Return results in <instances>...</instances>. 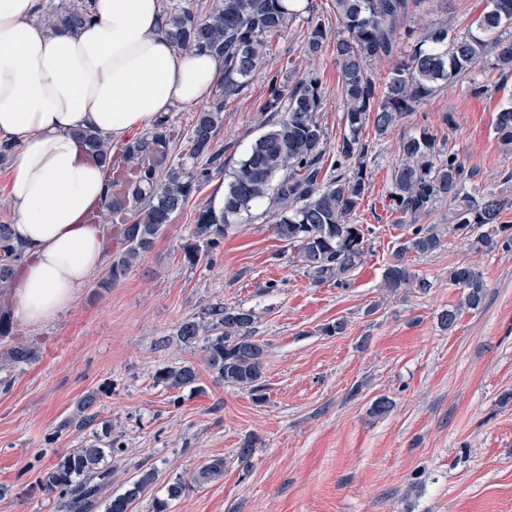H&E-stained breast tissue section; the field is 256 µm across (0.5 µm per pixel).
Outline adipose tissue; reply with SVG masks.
Wrapping results in <instances>:
<instances>
[{
	"instance_id": "ef3b65f1",
	"label": "adipose tissue",
	"mask_w": 512,
	"mask_h": 512,
	"mask_svg": "<svg viewBox=\"0 0 512 512\" xmlns=\"http://www.w3.org/2000/svg\"><path fill=\"white\" fill-rule=\"evenodd\" d=\"M36 3L0 0V138L17 147L12 232L27 253L11 301L30 324L69 309L104 260L107 172L78 131L128 140L203 102L223 70L171 46L160 0H95L91 24L53 34L33 21Z\"/></svg>"
}]
</instances>
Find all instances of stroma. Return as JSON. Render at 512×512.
<instances>
[{
    "label": "stroma",
    "instance_id": "obj_1",
    "mask_svg": "<svg viewBox=\"0 0 512 512\" xmlns=\"http://www.w3.org/2000/svg\"><path fill=\"white\" fill-rule=\"evenodd\" d=\"M485 6L425 0L406 25L446 20L461 30ZM306 33L300 16L272 39L245 92L224 104L216 141L225 173L201 186L120 281L101 287L107 268L99 266L65 313L39 325L14 320L36 359L0 370V512H61L40 480L59 454L89 440L60 427L88 395L126 445L112 460L108 494L123 493L139 469L155 470L134 512H153L181 479L189 486L168 512H512V249H478L454 233L434 253L406 256L428 291L383 286L407 238L389 199L402 138L428 130L473 171L467 192L512 195V150L493 130L498 108L512 101V75L480 65L471 79L437 88L386 136L364 126L369 188L353 220L368 230L367 253L347 286L314 283L257 208L227 230L213 262L185 258L199 210L263 131L268 74L285 81L316 69L319 122L328 143L342 135L339 66L329 49L307 59ZM474 81L487 86L485 96L472 95ZM461 264L481 273L486 299L461 309L448 331L439 316L462 300L448 279ZM220 302L257 314L255 336L267 345L261 394L217 381L200 348L176 338L182 322ZM339 320L345 332L325 335ZM183 362L196 367L192 386L156 383L158 368ZM381 396L393 409L370 415ZM248 439L255 452L243 462L237 450ZM217 458L223 473L195 484Z\"/></svg>",
    "mask_w": 512,
    "mask_h": 512
}]
</instances>
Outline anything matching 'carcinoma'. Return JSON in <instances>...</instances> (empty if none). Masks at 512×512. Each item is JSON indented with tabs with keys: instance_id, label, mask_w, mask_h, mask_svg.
Masks as SVG:
<instances>
[{
	"instance_id": "obj_1",
	"label": "carcinoma",
	"mask_w": 512,
	"mask_h": 512,
	"mask_svg": "<svg viewBox=\"0 0 512 512\" xmlns=\"http://www.w3.org/2000/svg\"><path fill=\"white\" fill-rule=\"evenodd\" d=\"M332 2L340 26L335 54L345 102V131L336 141L333 163L336 175L320 180L327 137L319 124L324 98L319 73L306 70L288 86L277 73L268 77L264 106L269 113L268 129L231 172L221 210L211 206L199 210L185 245L188 262L196 264L203 257L214 260L228 225L247 223L251 210L265 205L277 238L297 255L313 282L347 284L349 274L362 264L367 245L363 225L350 220L368 189L364 176L368 145L361 139L366 123L373 122L375 133L385 135L439 85L470 74L480 63L491 60L499 72L512 73V35L504 32L512 25V0H487L485 9L463 31L446 22L426 28L381 89L376 86L371 64L397 55L403 35H411L409 31L401 33V24L423 0ZM203 9L200 3L163 10L164 34L178 50L209 53L224 62L217 98L197 114L186 158L174 159L176 145L165 118L142 136L118 146L99 132L80 133L91 154L106 164L109 179L103 219L115 228L124 245L100 281L103 288L124 277L199 187L224 172V151L214 143L223 122L224 102L247 88L269 53L271 37L281 34L287 22L301 13L287 0H213L208 12ZM92 19L93 0L62 3L41 16L51 33L78 32ZM327 42L322 19L313 16L307 20L305 55H321ZM493 129L502 145H512V103L496 113ZM399 152L390 199L392 211L399 215L398 223L407 226L409 237L384 272L386 288L410 287L424 292L431 288L428 280L410 270L404 254H431L443 246V230L422 223L439 204L448 205V233H469L485 226L477 244H512L508 233L512 225L501 221L502 215L512 210L511 196L491 193L477 199L467 193L466 184L473 173L457 153L440 149L425 129L404 138ZM24 259L25 247L14 240L11 225L0 224V294L13 288L15 269ZM448 278L463 289L465 307L475 310L482 306L486 286L474 267L456 266ZM203 315L202 320L184 321L177 340L186 346H200L206 366L218 380L260 390L267 349L254 336V310L213 304ZM34 358L30 346L18 343L0 353V367H22ZM196 380L191 363L165 365L155 373L156 383L172 389L191 386ZM96 402V397L87 396L77 404L73 420L78 428L98 426V413L92 411ZM119 452L120 443L108 435L62 453L44 473L41 487L57 496L62 512H91L112 483L107 459ZM223 471L224 460L215 459L194 482L204 483ZM155 478L153 468L136 475L130 488L106 501L105 512H133L134 503ZM187 487L180 480L169 485L167 498L154 501V512H167L170 501Z\"/></svg>"
}]
</instances>
